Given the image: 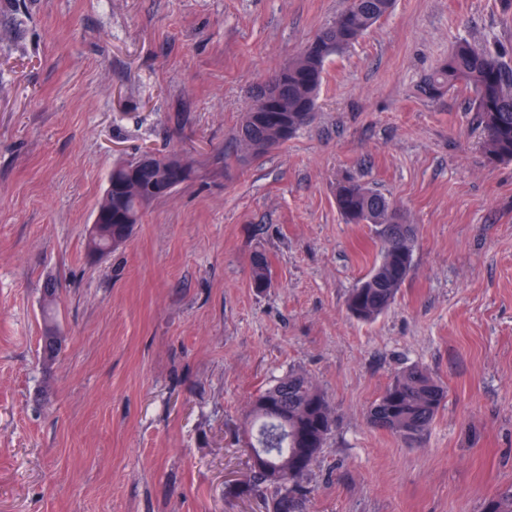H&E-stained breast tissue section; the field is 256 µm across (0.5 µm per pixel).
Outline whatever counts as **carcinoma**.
Instances as JSON below:
<instances>
[{"label": "carcinoma", "mask_w": 512, "mask_h": 512, "mask_svg": "<svg viewBox=\"0 0 512 512\" xmlns=\"http://www.w3.org/2000/svg\"><path fill=\"white\" fill-rule=\"evenodd\" d=\"M391 0H347L348 23L332 22L314 41L323 45L318 53L303 48L289 58L277 105L267 107L259 98L248 104L237 132L244 150L260 156L277 145L273 127L288 124L291 134L314 117L327 59L356 42L362 34L389 13ZM502 47L484 48L464 40L443 65L427 80L425 92L437 97L450 85L462 84L472 93L471 111L484 136L486 154L492 162L512 161V64ZM165 176V163L158 159L136 172L142 187L127 189L123 170L112 180L98 209L112 213V223L101 224L87 243L89 254H105L123 245L144 211L155 202L148 186ZM390 204L381 192L365 186L354 176L336 185V205L347 224H376ZM399 233L374 230L381 245L380 262L353 288L346 298V310L355 320L370 323L385 312L406 281L413 259L414 229L403 225ZM251 279L254 287L270 285L267 260L253 257ZM61 345L53 324L42 336L47 363L54 361ZM446 398L444 388L425 369L413 366L400 372L369 408L367 420L375 428L402 439L422 435ZM247 420L255 429L248 447L256 453L247 486L266 495L267 512H309L305 481L334 425L333 407L326 393L306 373L290 371L258 391L249 403ZM484 512H512V489L488 500Z\"/></svg>", "instance_id": "carcinoma-1"}]
</instances>
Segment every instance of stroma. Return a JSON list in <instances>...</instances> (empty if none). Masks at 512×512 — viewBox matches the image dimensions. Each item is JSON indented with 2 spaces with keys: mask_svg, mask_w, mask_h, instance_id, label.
<instances>
[{
  "mask_svg": "<svg viewBox=\"0 0 512 512\" xmlns=\"http://www.w3.org/2000/svg\"><path fill=\"white\" fill-rule=\"evenodd\" d=\"M345 3L0 0V512H265L238 436L292 369L335 416L313 512H484L512 487V161L489 163L459 87L423 91L460 40L511 49L512 11L396 0L327 60L308 126L241 151L256 88ZM146 147L191 178L89 258L109 171ZM348 175L416 228L370 323L346 310L380 260L372 226L336 207ZM412 365L447 398L407 442L367 412Z\"/></svg>",
  "mask_w": 512,
  "mask_h": 512,
  "instance_id": "35a3bbf8",
  "label": "stroma"
}]
</instances>
